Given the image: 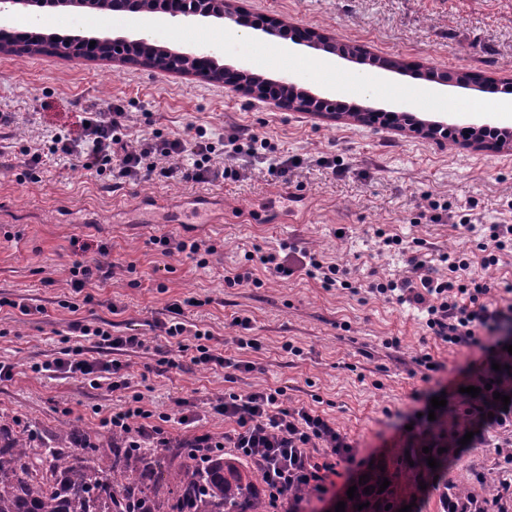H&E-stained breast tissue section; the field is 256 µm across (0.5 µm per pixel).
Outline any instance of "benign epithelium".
<instances>
[{
  "label": "benign epithelium",
  "mask_w": 512,
  "mask_h": 512,
  "mask_svg": "<svg viewBox=\"0 0 512 512\" xmlns=\"http://www.w3.org/2000/svg\"><path fill=\"white\" fill-rule=\"evenodd\" d=\"M0 0V51L6 52L5 35L11 33L18 15L36 16L44 8L66 9L73 12L96 11L102 15L132 13L142 17L163 18L186 24L211 22L235 25L254 35H266L289 40L292 43L320 51L327 56L365 63L385 71L394 70L396 60L382 57L360 43L344 41L334 35L292 22H282L277 28L268 27L267 17L239 9L236 0ZM52 41L58 45L60 57L84 58L112 62L116 65L134 64L190 76L201 73L213 82L223 83L234 92L293 112L336 120L340 123L394 131L400 135L431 141L443 148L462 146L474 151H512V128L502 126L486 117H478L459 124L448 120L446 113L419 115L407 109L383 111L371 105L346 103L316 94L295 78L282 75L268 78L247 65H227L223 51L205 45L183 48L162 43L149 30L131 35L59 34L45 32L32 25L20 41ZM94 47H89L90 42ZM421 76L438 85L471 86L472 74L467 71H448L433 66L425 68ZM489 88L500 97H512V77L490 75L477 85Z\"/></svg>",
  "instance_id": "obj_1"
}]
</instances>
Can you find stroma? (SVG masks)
Listing matches in <instances>:
<instances>
[{"instance_id": "1", "label": "stroma", "mask_w": 512, "mask_h": 512, "mask_svg": "<svg viewBox=\"0 0 512 512\" xmlns=\"http://www.w3.org/2000/svg\"><path fill=\"white\" fill-rule=\"evenodd\" d=\"M252 12L313 27L367 45L374 53L484 76L512 75V0H240ZM51 31L93 34L138 28L135 17L58 11ZM121 103L133 138L153 131L191 138L196 128L219 136L250 129L298 159L287 180L264 164L243 161L239 180L214 183L152 175L107 185L94 171L70 168L45 155L24 182L14 165L43 152L56 129L80 134L86 113ZM13 116L9 147L0 155V299L44 305L47 315L25 316L0 307V361L13 365L0 381V419L29 425L42 439L75 425L99 431V418L139 393L168 414L173 440L190 437L179 419L180 400L197 407L196 429L223 436L231 426L210 405L217 397L280 388L288 406L319 410L358 443L373 464L405 445L399 417L416 391L461 381L472 359L467 349L435 340L414 309L369 292L371 282L398 278L409 259L455 250L482 269V239L460 225L512 224V154L475 152L354 124L312 119L272 109L223 85L157 70L51 55L0 54V113ZM332 158L335 168L323 166ZM207 202L214 226L177 224L185 201ZM438 212H430L429 201ZM162 233L204 240L215 248L207 268L185 257L161 255L148 240ZM402 248L383 250L380 234ZM104 241L106 283H90L92 304L60 307L70 291L74 238ZM290 243L317 252L346 270L357 290L325 288L303 275L282 279L256 268L259 288H229L227 271L254 255ZM195 299L189 323L212 333L210 345L249 370L192 365L152 324L168 303ZM246 316L240 331L234 317ZM81 319L114 333L142 332L145 348L113 353L74 332ZM250 339L239 348L237 336ZM78 347L86 355L118 358L130 387L111 391L62 376L32 372L34 363ZM430 353L444 371L424 380L416 362ZM183 360L171 369L166 359ZM512 426L489 424L454 467L456 480L481 474L512 485Z\"/></svg>"}]
</instances>
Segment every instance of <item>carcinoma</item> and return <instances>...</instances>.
I'll return each instance as SVG.
<instances>
[{
    "instance_id": "1",
    "label": "carcinoma",
    "mask_w": 512,
    "mask_h": 512,
    "mask_svg": "<svg viewBox=\"0 0 512 512\" xmlns=\"http://www.w3.org/2000/svg\"><path fill=\"white\" fill-rule=\"evenodd\" d=\"M502 365L495 372L498 392L512 398V355ZM500 405L492 397H460L417 445L393 448L366 469L369 479L356 484L355 497L342 496L345 512H398L412 502V512H421L435 491L441 512H512V495L501 483L448 478L460 439L480 429ZM176 447L183 448L179 462L166 466L163 479L158 471L165 456L152 449L134 451L120 434L105 437L69 426L38 443L31 430L0 422V512H270L258 469L233 454L202 457L180 443ZM443 447L447 451L438 453ZM430 456L439 463L435 469L428 466ZM385 480L390 485L381 492ZM367 486L374 492L363 493ZM286 497L288 512H298L294 506L310 501L313 493L295 483ZM366 502L369 506L357 510Z\"/></svg>"
}]
</instances>
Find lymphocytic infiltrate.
Wrapping results in <instances>:
<instances>
[{
    "label": "lymphocytic infiltrate",
    "mask_w": 512,
    "mask_h": 512,
    "mask_svg": "<svg viewBox=\"0 0 512 512\" xmlns=\"http://www.w3.org/2000/svg\"><path fill=\"white\" fill-rule=\"evenodd\" d=\"M126 112L122 105H113L108 112L87 113L86 125L80 135L69 130L57 131L51 138L47 153L68 158L76 163L94 160L98 175L111 180L113 187L152 176L160 161L173 157L191 158L190 167L166 168V176H182L197 182L238 179L234 164L217 168L213 158L225 155L234 159L248 157L268 164L271 175L283 178L288 173L287 161L281 160L276 148L267 139L251 131H239L212 138L205 129H196L191 139L165 137L152 132L131 141ZM107 245L76 246L70 268V286L82 292L87 284L103 281L107 271L98 262V255L108 253ZM447 274L440 275L428 265L425 256L409 260L405 276L371 285V292L387 300L415 309L435 338L451 347L479 351L480 359L468 368V385L485 387L492 364L502 350L501 336L512 330V304L499 305L491 300L492 285L482 274L471 271L464 253L449 251L440 254ZM270 274L287 278L295 272L319 280L326 288H350L344 270L324 263L317 253L301 251L299 259L288 260L274 251L260 258ZM191 299L174 300L166 307L165 318L156 320L155 329L172 340L193 334L197 345L191 362L196 366L242 369V362L224 357L209 346L211 334L205 329L188 330L185 309ZM35 372L62 374L96 384L102 374H109L111 391L128 389L129 381L120 361L84 358L77 351L66 350L63 356L35 365ZM282 389L260 388L244 395L232 394L212 403L215 414L233 423L231 433L216 440L210 433L194 434L190 441L200 453H218L223 448L236 449L264 476L266 494L274 512H281L283 496L290 481L296 478L311 484L314 492L323 493L338 462H355L357 444L319 411L301 405L283 404ZM168 415H154L146 409L140 396H132L119 408L101 417V427L126 434V443L141 449L145 442L165 448L171 441L164 428Z\"/></svg>",
    "instance_id": "obj_1"
}]
</instances>
